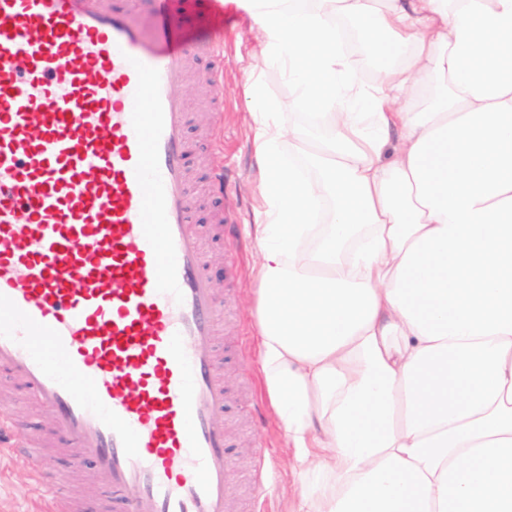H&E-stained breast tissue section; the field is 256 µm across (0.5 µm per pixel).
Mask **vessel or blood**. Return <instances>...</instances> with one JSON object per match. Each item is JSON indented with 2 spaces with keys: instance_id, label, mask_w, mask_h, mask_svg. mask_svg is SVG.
Here are the masks:
<instances>
[{
  "instance_id": "obj_1",
  "label": "vessel or blood",
  "mask_w": 512,
  "mask_h": 512,
  "mask_svg": "<svg viewBox=\"0 0 512 512\" xmlns=\"http://www.w3.org/2000/svg\"><path fill=\"white\" fill-rule=\"evenodd\" d=\"M174 4L0 0V370L121 512H227L234 477Z\"/></svg>"
}]
</instances>
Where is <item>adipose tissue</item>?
Segmentation results:
<instances>
[{
  "label": "adipose tissue",
  "mask_w": 512,
  "mask_h": 512,
  "mask_svg": "<svg viewBox=\"0 0 512 512\" xmlns=\"http://www.w3.org/2000/svg\"><path fill=\"white\" fill-rule=\"evenodd\" d=\"M249 14L292 89L244 90L259 371L291 512H512V0Z\"/></svg>",
  "instance_id": "ef3b65f1"
}]
</instances>
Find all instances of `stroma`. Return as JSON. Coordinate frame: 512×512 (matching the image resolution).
I'll return each instance as SVG.
<instances>
[{
  "label": "stroma",
  "mask_w": 512,
  "mask_h": 512,
  "mask_svg": "<svg viewBox=\"0 0 512 512\" xmlns=\"http://www.w3.org/2000/svg\"><path fill=\"white\" fill-rule=\"evenodd\" d=\"M191 32L199 43L218 41L224 45V59L210 61L195 56L192 64L206 75L216 76L224 85L223 101H215L201 81L187 78L180 84L188 112L189 166L195 173L194 190L203 202L191 215L199 236L204 237L205 267L212 283L222 285L219 297L235 310L230 318H219L220 373L230 398L224 422L228 452L235 463L237 478L227 488L232 512H250L256 481L270 479L267 512H289L286 492L292 487L288 450L262 390L258 367V338L250 303L254 298L252 276L254 250L243 227L252 223L257 196V170L252 144L253 104L243 92L251 72L262 75L266 92L288 101L291 89L283 75L264 66L258 56L256 28L239 0H203L199 12L190 16ZM224 172V214L232 224L224 241L207 239L213 202L208 201L206 170ZM0 411L18 424L17 437L41 443L37 458L27 459L0 447V512H39L44 491L37 468L48 465L70 472L71 452L53 438L46 408L19 385L0 380ZM265 448V461L256 458ZM64 492L78 495L93 512H113L112 493L106 476L84 479L74 476Z\"/></svg>",
  "instance_id": "1"
}]
</instances>
